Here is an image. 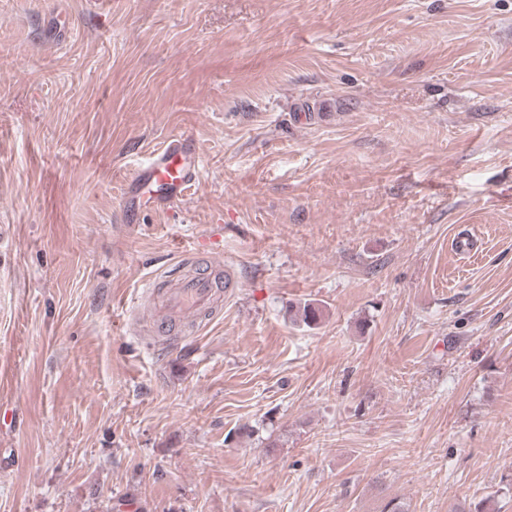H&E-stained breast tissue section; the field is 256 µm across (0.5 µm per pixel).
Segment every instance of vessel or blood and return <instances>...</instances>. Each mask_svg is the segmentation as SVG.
Wrapping results in <instances>:
<instances>
[{
  "mask_svg": "<svg viewBox=\"0 0 512 512\" xmlns=\"http://www.w3.org/2000/svg\"><path fill=\"white\" fill-rule=\"evenodd\" d=\"M199 154L191 138L175 135L152 151L148 162L128 182L118 218L127 226L138 224L143 210H161L185 200L198 179ZM230 275L217 268L194 270L181 275L179 268L164 270L151 279L148 290H160L162 301L156 333L172 335L182 320L197 321L211 315L226 288Z\"/></svg>",
  "mask_w": 512,
  "mask_h": 512,
  "instance_id": "1",
  "label": "vessel or blood"
}]
</instances>
